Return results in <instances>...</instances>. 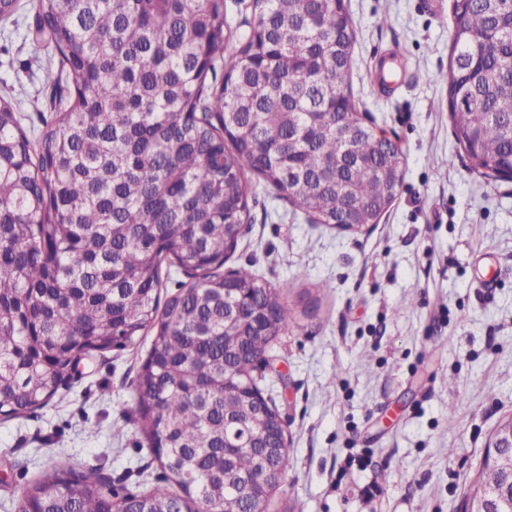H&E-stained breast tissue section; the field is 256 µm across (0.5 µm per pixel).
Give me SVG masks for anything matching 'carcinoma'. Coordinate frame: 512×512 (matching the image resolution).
Instances as JSON below:
<instances>
[{
  "label": "carcinoma",
  "instance_id": "obj_1",
  "mask_svg": "<svg viewBox=\"0 0 512 512\" xmlns=\"http://www.w3.org/2000/svg\"><path fill=\"white\" fill-rule=\"evenodd\" d=\"M51 93L29 135L0 96V415L46 406L75 364L155 332L135 390L165 483L123 492L55 459L13 512H271L288 451L245 447L253 359L292 319L246 267L221 272L250 224V176L335 226L375 224L405 155L377 137L347 80L345 0H251L231 55L224 0H33ZM19 0H0V24ZM452 133L469 170L512 168V0H453ZM49 113L45 117L42 112ZM191 281L160 302L163 263Z\"/></svg>",
  "mask_w": 512,
  "mask_h": 512
}]
</instances>
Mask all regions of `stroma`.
Instances as JSON below:
<instances>
[{
    "instance_id": "stroma-1",
    "label": "stroma",
    "mask_w": 512,
    "mask_h": 512,
    "mask_svg": "<svg viewBox=\"0 0 512 512\" xmlns=\"http://www.w3.org/2000/svg\"><path fill=\"white\" fill-rule=\"evenodd\" d=\"M349 82L366 122L406 157L397 199L358 232L309 223L256 185L225 270L251 265L293 325L254 377L288 424L275 512H462L497 423L512 415V180L459 158L448 114L452 0H347ZM49 49L20 31L0 95L31 129ZM152 346L95 354L43 408L0 418V512L57 455L133 493L165 471L137 421Z\"/></svg>"
}]
</instances>
